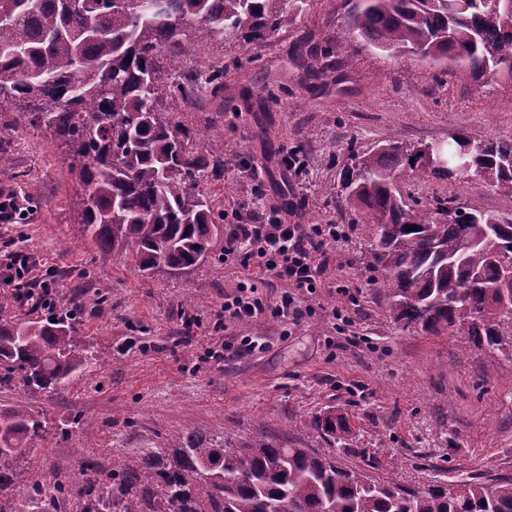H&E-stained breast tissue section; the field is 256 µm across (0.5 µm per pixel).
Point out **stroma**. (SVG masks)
Instances as JSON below:
<instances>
[{
	"label": "stroma",
	"instance_id": "obj_1",
	"mask_svg": "<svg viewBox=\"0 0 512 512\" xmlns=\"http://www.w3.org/2000/svg\"><path fill=\"white\" fill-rule=\"evenodd\" d=\"M350 0H308L288 26L257 44L241 37L196 43L184 70L217 65L224 89L203 111H182L203 127L208 112H224V177L202 182L216 205L278 206L290 224L340 223L341 174L354 153L393 134L430 142L448 133L512 137V78L480 87L465 72L446 74L405 54L389 56L352 41L337 47ZM312 48L328 79L305 80L293 63L297 47ZM273 91L266 112L244 108L246 92ZM18 135L0 141L13 159L0 171V192L30 201L25 220L0 223V256L23 247L39 261L37 275L55 281L54 310L14 307L22 323L77 317L83 343L100 355L67 388L46 395L14 382L0 387V409L24 406L45 423L20 462L22 479L77 475L87 458L112 467L184 432L238 447L259 438L311 448L378 481L420 490L473 476H512V356L468 351L464 337L402 329L379 293L371 270L370 234L348 227L345 242L327 249L316 293L302 298L304 318L286 324L265 315L218 327L224 297L239 266L212 258L177 275L142 276L130 258L101 252L75 221L69 200L78 186L63 163L65 148L50 131L15 112ZM265 125L267 137L256 134ZM302 147L305 169L280 191V152ZM263 168L255 197L243 165ZM405 193L446 197L484 211L505 212L506 199L476 181L421 180L401 175ZM263 336L269 348L242 354L239 337ZM224 345V359H208ZM328 408L344 413L352 433L344 443L307 428ZM90 421L89 434L75 420Z\"/></svg>",
	"mask_w": 512,
	"mask_h": 512
}]
</instances>
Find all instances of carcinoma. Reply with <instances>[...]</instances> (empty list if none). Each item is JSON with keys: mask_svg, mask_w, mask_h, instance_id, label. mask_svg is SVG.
I'll list each match as a JSON object with an SVG mask.
<instances>
[{"mask_svg": "<svg viewBox=\"0 0 512 512\" xmlns=\"http://www.w3.org/2000/svg\"><path fill=\"white\" fill-rule=\"evenodd\" d=\"M306 0H0V97L68 147L77 223L102 251L131 254L145 275L182 273L205 262L224 233V211L199 183L224 177V152H204L168 102L196 109L216 93L224 69L182 72L193 41L233 30L247 43L280 31ZM387 54H411L462 70L479 83L512 75V10L504 0H355L348 32ZM317 55L299 53L310 79ZM481 145L468 172L431 169L397 137L353 156L343 174V211L356 212L373 239L390 314L403 328L439 334L462 328L469 347L502 351L512 311L499 285L512 265V218L448 199L403 194L400 174L470 178L501 190L512 205V137L468 134ZM0 296V383L18 374L56 394L100 357L79 346L62 320L21 325ZM311 427L336 443L350 433L327 410ZM42 421L24 408L0 411V512H512V480H459L421 490L380 482L310 448L259 439L226 448L198 434L149 448L120 466L85 460L80 478L39 477L16 487L18 462Z\"/></svg>", "mask_w": 512, "mask_h": 512, "instance_id": "cac0c4a2", "label": "carcinoma"}]
</instances>
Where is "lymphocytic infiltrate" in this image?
I'll list each match as a JSON object with an SVG mask.
<instances>
[{
	"label": "lymphocytic infiltrate",
	"instance_id": "obj_1",
	"mask_svg": "<svg viewBox=\"0 0 512 512\" xmlns=\"http://www.w3.org/2000/svg\"><path fill=\"white\" fill-rule=\"evenodd\" d=\"M234 224L224 244L225 261L239 265L241 278L234 294L224 300V316L231 321L250 322L274 313L286 320H299L302 309L295 293L314 294L328 265L326 246L342 243L347 230L342 224H288L280 208L259 207L249 214L234 211ZM37 265L33 255L16 249L0 261V284L9 286L17 302L31 309L52 304V282L33 277ZM278 281L291 288L280 305L273 307L258 285Z\"/></svg>",
	"mask_w": 512,
	"mask_h": 512
}]
</instances>
